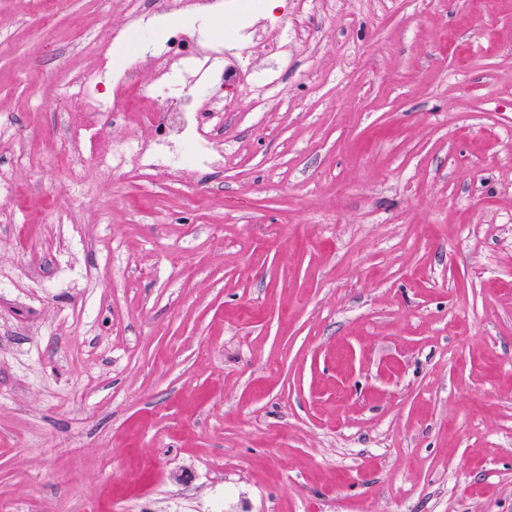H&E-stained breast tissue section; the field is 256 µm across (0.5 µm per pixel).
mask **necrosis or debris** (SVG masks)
<instances>
[{"mask_svg": "<svg viewBox=\"0 0 512 512\" xmlns=\"http://www.w3.org/2000/svg\"><path fill=\"white\" fill-rule=\"evenodd\" d=\"M166 50L155 59L160 80H167L173 68L192 66L205 69L210 65L198 43L186 32L170 30L163 35ZM120 34H105L95 46L100 63L111 64L117 78L108 97H97L95 76L85 73L75 78L63 77L62 136L70 148L69 175L80 181L82 164L92 161L106 177L121 169L127 157H137L148 170L167 168L178 170L181 163L218 167L224 156L214 140L205 138L204 131L212 127L214 114L197 106L189 95L181 97H153L150 108L141 113L142 119L156 130L153 146L113 144L107 129L125 112L129 103V88L136 82L135 61H126L112 54V47L124 43Z\"/></svg>", "mask_w": 512, "mask_h": 512, "instance_id": "necrosis-or-debris-1", "label": "necrosis or debris"}]
</instances>
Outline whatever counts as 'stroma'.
Segmentation results:
<instances>
[{"label":"stroma","mask_w":512,"mask_h":512,"mask_svg":"<svg viewBox=\"0 0 512 512\" xmlns=\"http://www.w3.org/2000/svg\"><path fill=\"white\" fill-rule=\"evenodd\" d=\"M180 25L223 167L71 182L58 76ZM0 167V512H512V0H0ZM164 13L215 14L223 11V0H160Z\"/></svg>","instance_id":"1"}]
</instances>
